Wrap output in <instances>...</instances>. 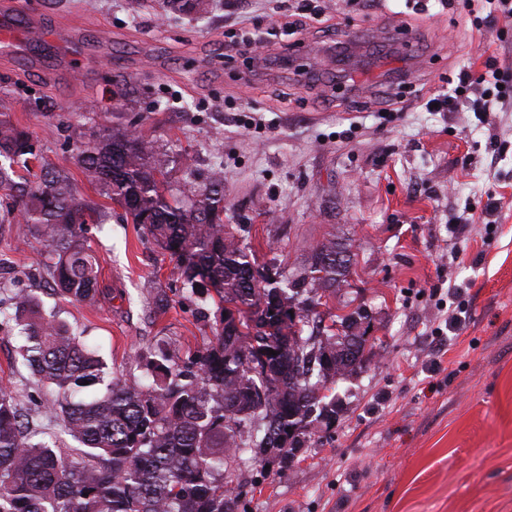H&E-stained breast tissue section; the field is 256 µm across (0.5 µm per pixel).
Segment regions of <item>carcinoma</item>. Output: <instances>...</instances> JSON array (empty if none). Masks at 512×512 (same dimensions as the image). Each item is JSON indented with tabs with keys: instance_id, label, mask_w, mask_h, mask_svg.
<instances>
[{
	"instance_id": "obj_1",
	"label": "carcinoma",
	"mask_w": 512,
	"mask_h": 512,
	"mask_svg": "<svg viewBox=\"0 0 512 512\" xmlns=\"http://www.w3.org/2000/svg\"><path fill=\"white\" fill-rule=\"evenodd\" d=\"M34 157L27 133L0 121V190L43 242L61 294L92 304L99 267L83 236L87 208L62 166L15 181L14 165L26 168ZM78 162L177 259L188 284L215 292L220 316L191 365L160 349L136 360L151 382H107L94 350L35 296L0 303V325L14 326L23 340L21 365L50 388L51 414L79 443L68 450L57 439H35L13 391L0 387V512H235L224 465L248 450L291 462L313 423L335 413L327 383L360 367L361 309L338 333L304 335L321 298L347 282L351 244L326 239L303 272L279 281L224 223L220 180L187 184L167 199L165 163L136 132L82 144ZM236 322L243 331L234 334ZM97 385L104 392L81 395Z\"/></svg>"
}]
</instances>
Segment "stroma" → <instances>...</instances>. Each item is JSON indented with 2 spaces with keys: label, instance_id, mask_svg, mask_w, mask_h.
I'll return each mask as SVG.
<instances>
[{
  "label": "stroma",
  "instance_id": "1",
  "mask_svg": "<svg viewBox=\"0 0 512 512\" xmlns=\"http://www.w3.org/2000/svg\"><path fill=\"white\" fill-rule=\"evenodd\" d=\"M202 2L134 16L126 0H0L49 38L0 50V119L29 135L32 170L64 165L96 212L101 288L92 306L55 295L0 195V299L39 296L110 377L155 347L185 362L208 344L213 300L76 161L93 137L138 131L170 188L222 178L225 223L278 279L333 235L355 254L319 310L364 309L363 364L332 384L334 420L291 465H241L236 512H512V99L426 106L486 56L512 76V25L466 0H318V19L303 0ZM257 37L260 54L245 48ZM21 344L0 330V387L41 437L62 436Z\"/></svg>",
  "mask_w": 512,
  "mask_h": 512
}]
</instances>
